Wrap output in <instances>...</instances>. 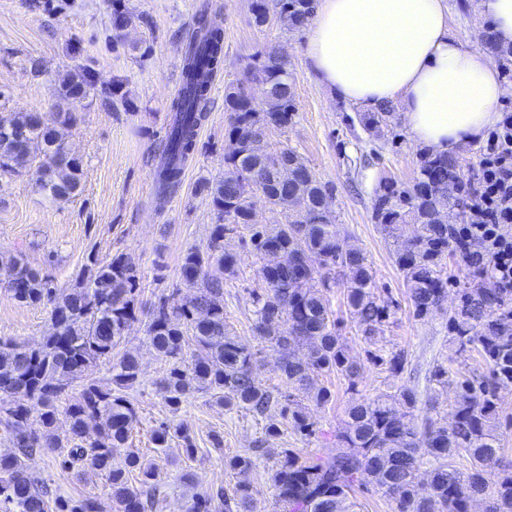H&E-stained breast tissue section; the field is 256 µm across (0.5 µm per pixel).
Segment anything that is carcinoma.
<instances>
[{
  "instance_id": "1",
  "label": "carcinoma",
  "mask_w": 512,
  "mask_h": 512,
  "mask_svg": "<svg viewBox=\"0 0 512 512\" xmlns=\"http://www.w3.org/2000/svg\"><path fill=\"white\" fill-rule=\"evenodd\" d=\"M275 14L288 30L304 27L314 16L316 0H275ZM268 0H251L257 26L269 20ZM203 8L186 45L177 95L170 104L171 119L161 149L157 198L175 192L193 156L198 131L207 118L211 84L224 64V31L212 25ZM254 70L265 85L264 104L258 105L242 86L224 94L229 112L226 137L238 144L224 154V173L202 180L198 192L207 194L216 224L204 247L189 249L181 275L199 285L185 302L161 296L149 306L136 296L139 265L135 257L118 254L108 261L91 254L82 281L73 288H56L52 281L17 256L0 255V272L16 300L51 304L53 333L37 347L0 339V425L11 436V451L0 454V512H103L94 497L75 501L50 497L48 487L32 475L27 459L42 450L62 452L66 469L90 468L107 480L113 512H151L160 486L158 469L129 448L138 424L137 410L127 390L139 380L137 357L125 352L112 365V385L88 378V370L112 357L129 323L143 316L151 345L168 364L156 383L173 413L193 387L205 389L227 408H246L267 419L266 434L275 436L286 421L309 435L313 424L302 402L291 395L262 387L249 349L230 337L224 317V283L209 275L217 267L231 277L239 255L224 247V238L241 229L249 238L242 245L263 255L275 250L286 262L262 266V291L253 292L254 332L280 353L278 368L285 384L311 392L317 405L328 403L331 391L312 387L311 375H336L354 388L359 363L350 357L336 331L328 298L336 287V268L349 270L346 307L364 339L378 341L391 317L382 301L367 258L344 247L336 217L325 208L329 189L297 151L288 146L269 150L263 143L268 130H281L295 115L294 83L288 61L275 52L255 56ZM96 89L92 75L78 71L58 78L53 89L58 112L52 124L30 112L0 113V177L14 176L33 162L36 183L53 199L81 192L82 163L71 155L65 131L77 121L71 106ZM395 107L386 105L359 115L368 133L389 128ZM288 163L284 181L278 165ZM262 201L280 211L282 224H254L253 210ZM472 208L465 194L456 157L426 153L415 184L387 182L373 204V219L394 239L395 263L414 307L424 318L443 308L448 293V224L440 211ZM414 227L403 234V225ZM318 258L320 268L312 265ZM491 263L473 270L471 286L460 289L457 305L448 311V335L453 357L471 352L482 358L486 374L449 375L439 365L437 383L455 389L451 424L427 420L418 428L407 419L417 407L412 390L382 393L351 406L348 420L336 438L342 447L333 461L323 464L290 450L273 474L277 502L283 512H350L355 487L372 486L389 502L391 512H470L478 498L485 512H512V459L501 453L495 434L497 393L512 383V294L488 288ZM403 406L401 412L397 406ZM69 429L57 431L59 415ZM174 437L193 453L189 436L167 422L152 431L156 447L166 448ZM124 453V466L113 464ZM138 472L139 484L130 482ZM256 512L245 483L231 495L218 487L194 496L189 512Z\"/></svg>"
}]
</instances>
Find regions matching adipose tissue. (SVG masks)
I'll return each mask as SVG.
<instances>
[{
	"instance_id": "ef3b65f1",
	"label": "adipose tissue",
	"mask_w": 512,
	"mask_h": 512,
	"mask_svg": "<svg viewBox=\"0 0 512 512\" xmlns=\"http://www.w3.org/2000/svg\"><path fill=\"white\" fill-rule=\"evenodd\" d=\"M306 51L339 100L402 106L414 141L437 152L482 138L505 94L497 66L453 34L445 0H320Z\"/></svg>"
}]
</instances>
